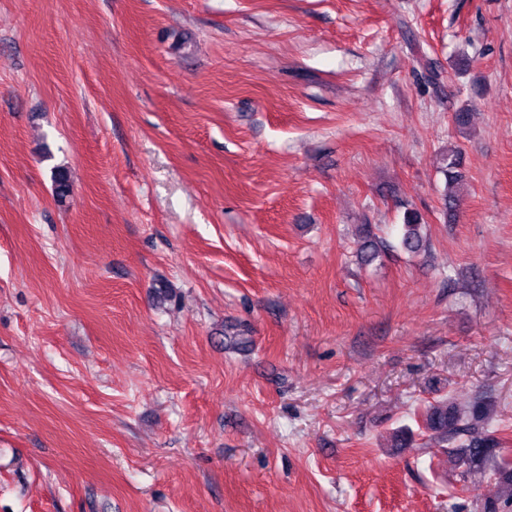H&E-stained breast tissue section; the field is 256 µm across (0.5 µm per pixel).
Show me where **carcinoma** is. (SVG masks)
<instances>
[{
	"mask_svg": "<svg viewBox=\"0 0 512 512\" xmlns=\"http://www.w3.org/2000/svg\"><path fill=\"white\" fill-rule=\"evenodd\" d=\"M441 171L446 179L445 215L448 220H455L456 209L460 201V187L465 183L462 152L448 148L442 158ZM53 183L55 195L63 203L70 196L72 186L63 168L54 170ZM423 218L414 211L404 213L398 239V249L411 255H418L428 249V240L423 234ZM384 242L372 226L363 225L362 233L357 244V258L360 264H373L384 252ZM491 409L489 406L475 402L466 409H458L446 400H440L431 405L422 420V426L430 433V439L448 445L454 444L460 437H467L465 463L472 468L492 466V472L497 483L508 490L504 503H512V460L503 455V448L494 435L487 433Z\"/></svg>",
	"mask_w": 512,
	"mask_h": 512,
	"instance_id": "1",
	"label": "carcinoma"
}]
</instances>
